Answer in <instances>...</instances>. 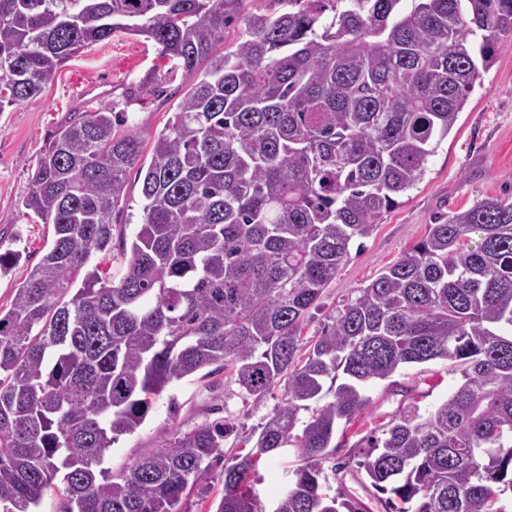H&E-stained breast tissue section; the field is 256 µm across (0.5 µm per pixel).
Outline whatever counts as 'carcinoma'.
Listing matches in <instances>:
<instances>
[{
  "label": "carcinoma",
  "instance_id": "cac0c4a2",
  "mask_svg": "<svg viewBox=\"0 0 512 512\" xmlns=\"http://www.w3.org/2000/svg\"><path fill=\"white\" fill-rule=\"evenodd\" d=\"M283 1L250 15L231 50L243 0H0V112L117 32L154 41L189 85L151 159L105 105L75 114L31 170L25 206L53 238L0 308V512H37L51 489L62 512H179L221 460L215 512H263L256 464L289 446L297 465L273 512H370L327 493L336 427L369 405V385L435 359L463 382L425 415L400 410L357 471L389 494L384 512H503L512 200L435 217L318 335L302 331L352 241L423 177L512 32V0ZM133 169L143 215L120 273L87 269L112 253ZM215 364L248 396L282 391L248 453L224 454L235 424L221 420L102 467L152 397ZM327 378L333 399L293 434Z\"/></svg>",
  "mask_w": 512,
  "mask_h": 512
}]
</instances>
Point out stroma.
Instances as JSON below:
<instances>
[{"label": "stroma", "mask_w": 512, "mask_h": 512, "mask_svg": "<svg viewBox=\"0 0 512 512\" xmlns=\"http://www.w3.org/2000/svg\"><path fill=\"white\" fill-rule=\"evenodd\" d=\"M501 42L494 64L483 72L452 131L429 157L422 180L360 246L351 248L318 308L306 317L304 337L320 333L330 313L353 300L358 288L423 238L435 216L468 209L487 196L512 197V33L503 34ZM173 65L172 59L160 57L154 42L119 32L65 63L40 96L0 112V249L22 254L9 273L0 275L1 307H9L15 288L41 260L52 237L51 225L25 207L30 166L48 139L89 100L124 109L144 142L152 143L178 101L154 100L134 90L152 75L166 90L181 88L182 75ZM460 383V373L437 359L404 367L392 379L371 384L367 408L337 433L338 448L330 463L348 459L363 438L380 435L402 406L413 403L420 413H428ZM279 400L276 394L259 402L246 397L231 371L209 367L153 398L144 422L120 436L104 465L120 470L161 447L171 433L220 419L237 427L224 444L227 455L246 454L252 447L250 434ZM295 464L293 451L285 449L260 462L256 489L266 512H272L287 491Z\"/></svg>", "instance_id": "1"}]
</instances>
